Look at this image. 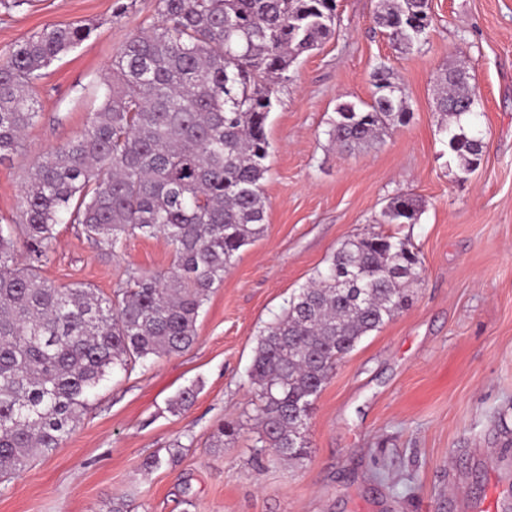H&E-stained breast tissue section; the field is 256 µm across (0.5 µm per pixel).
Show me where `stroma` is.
<instances>
[{"mask_svg": "<svg viewBox=\"0 0 512 512\" xmlns=\"http://www.w3.org/2000/svg\"><path fill=\"white\" fill-rule=\"evenodd\" d=\"M429 6L425 41L402 55L374 24L378 0H337L335 35L290 68L267 123L265 231L209 293L194 343L108 376L58 448L0 483V512H112L119 498L131 512H471L512 499V0ZM158 20L157 0H0V57L48 24L92 29L34 89L40 115L0 162V218L18 214L39 156L84 130L124 42ZM464 61L486 145L468 175L448 158L435 104L443 74ZM381 62L411 118L339 149L328 136L336 107L371 103ZM401 194L420 204L415 223H381ZM372 233L418 253L412 303L337 363L305 427L307 457L256 467L257 338L342 242ZM50 255L44 278L104 297L173 261L162 238L112 250L67 224ZM188 387L192 405L171 413ZM224 421L241 431L213 447ZM154 455L162 466L144 471Z\"/></svg>", "mask_w": 512, "mask_h": 512, "instance_id": "1", "label": "stroma"}]
</instances>
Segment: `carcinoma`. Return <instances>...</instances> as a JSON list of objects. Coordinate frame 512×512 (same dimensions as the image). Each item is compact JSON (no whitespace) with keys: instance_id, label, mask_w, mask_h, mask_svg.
I'll use <instances>...</instances> for the list:
<instances>
[{"instance_id":"cac0c4a2","label":"carcinoma","mask_w":512,"mask_h":512,"mask_svg":"<svg viewBox=\"0 0 512 512\" xmlns=\"http://www.w3.org/2000/svg\"><path fill=\"white\" fill-rule=\"evenodd\" d=\"M161 23L134 33L112 61L101 106L75 139L27 171L20 214L0 224V477L59 447L90 396L115 370L189 348L199 310L235 254L265 230L266 125L289 68L336 33V0H157ZM429 0H380L375 23L408 53L428 29ZM79 24H49L0 60V161L21 150L39 113L32 89L90 39ZM374 98L341 103L328 131L344 149L380 139L410 109L391 69L374 68ZM463 68L441 79L450 155L468 174L484 142ZM419 204L391 199L384 224H412ZM114 250L130 235H162L171 271L132 278L103 298L40 275L56 225ZM23 241L28 261L17 260ZM421 261L393 235L350 238L257 339L250 379L260 423L255 459L297 462L314 401L362 337L409 306ZM216 428V447L232 441Z\"/></svg>"}]
</instances>
